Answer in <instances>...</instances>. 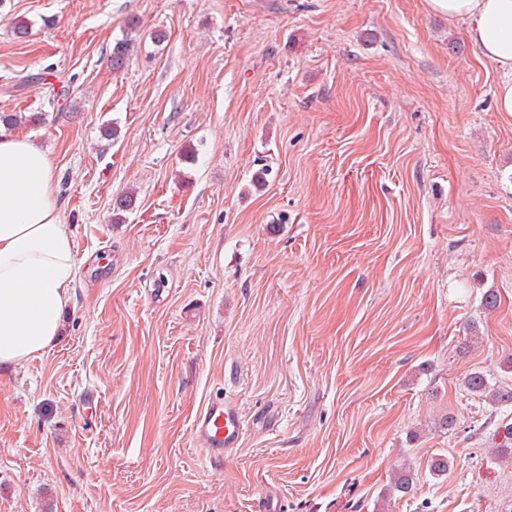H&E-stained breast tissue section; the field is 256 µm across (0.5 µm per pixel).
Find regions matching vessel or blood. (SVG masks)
Returning a JSON list of instances; mask_svg holds the SVG:
<instances>
[{
  "label": "vessel or blood",
  "mask_w": 512,
  "mask_h": 512,
  "mask_svg": "<svg viewBox=\"0 0 512 512\" xmlns=\"http://www.w3.org/2000/svg\"><path fill=\"white\" fill-rule=\"evenodd\" d=\"M191 433L206 459L220 461L238 448L243 421L237 405L225 398L209 401L192 421Z\"/></svg>",
  "instance_id": "vessel-or-blood-1"
}]
</instances>
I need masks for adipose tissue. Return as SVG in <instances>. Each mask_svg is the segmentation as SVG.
I'll return each instance as SVG.
<instances>
[{
	"label": "adipose tissue",
	"mask_w": 512,
	"mask_h": 512,
	"mask_svg": "<svg viewBox=\"0 0 512 512\" xmlns=\"http://www.w3.org/2000/svg\"><path fill=\"white\" fill-rule=\"evenodd\" d=\"M463 25L502 78L497 108L512 113V0H429ZM76 274L54 167L29 138L0 133V364H17L58 340Z\"/></svg>",
	"instance_id": "adipose-tissue-1"
}]
</instances>
